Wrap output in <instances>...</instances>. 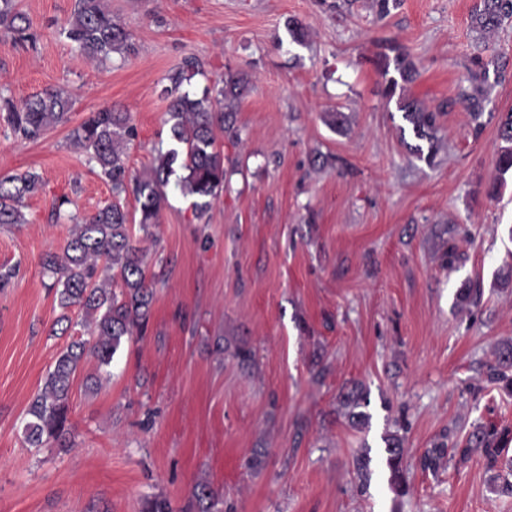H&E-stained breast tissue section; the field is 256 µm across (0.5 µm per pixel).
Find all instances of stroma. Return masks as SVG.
I'll list each match as a JSON object with an SVG mask.
<instances>
[{
  "instance_id": "1",
  "label": "stroma",
  "mask_w": 512,
  "mask_h": 512,
  "mask_svg": "<svg viewBox=\"0 0 512 512\" xmlns=\"http://www.w3.org/2000/svg\"><path fill=\"white\" fill-rule=\"evenodd\" d=\"M107 2L135 55L82 56L62 33L75 0H17L32 41L0 30V95L70 101L67 122L34 142L0 121V177L44 182L24 223L0 225V268L18 269L0 288V512H141L154 495L186 512L200 481L214 512H512V390L490 379L512 347V177L490 191L498 121L512 110V21L475 29L480 0H398L384 16L376 0ZM391 45L419 74L389 98L375 60ZM189 55L204 67L189 93L252 77L239 140L216 134L224 193L199 219L168 186L160 223L134 229L157 281L147 329L96 392L85 389L95 361L82 365L70 447H29L27 407L85 333L74 309L53 335L61 309L42 259L112 198L70 133L102 107L128 113L126 162L146 174L170 138L161 90ZM478 59L489 69L479 132L458 100ZM403 98L437 114L434 162L408 149ZM355 384L369 401L359 426L342 399ZM482 426L497 432L496 463L476 452L425 466L435 446ZM391 434L405 448L399 490Z\"/></svg>"
}]
</instances>
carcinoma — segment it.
<instances>
[{"label":"carcinoma","mask_w":512,"mask_h":512,"mask_svg":"<svg viewBox=\"0 0 512 512\" xmlns=\"http://www.w3.org/2000/svg\"><path fill=\"white\" fill-rule=\"evenodd\" d=\"M506 19H512V0H482L472 15V22L484 32L496 30ZM0 29L18 40L30 38L28 17L16 7V0H0ZM63 33L91 62H103L114 54L127 57L136 53L131 33L113 19L103 0H75ZM391 51L394 55L385 54L380 61L382 74L387 76L385 92L389 97L394 95L398 81L410 82L416 74L415 63L405 50L395 46ZM391 68L399 78L389 76ZM200 72V63L187 57L169 77L171 85L163 88L172 121V146L157 150L145 176L132 178L129 174L126 145L133 137V127L126 113L104 107L90 113L71 131L72 141L90 153L100 173L112 184L113 200L75 223L62 251L49 252L42 260L47 271L58 275L56 296L64 310L61 320H69L67 311L71 308L80 309L89 338L75 339L59 353L42 390L29 404L24 440L31 448H41L48 442L67 445L69 393L80 366L89 357L99 370L110 366L123 342L141 334L149 321L155 288L147 278L146 254L132 244L130 215L121 195L132 191L139 203L138 224L146 229L160 223L169 178L178 169L184 171L178 187L193 198L197 218H203L224 192V154L216 149L215 130H224L233 140L240 138L234 112L248 90L249 79L244 73L228 74L215 80L199 97L181 91L182 85ZM463 102L476 126H481V90L475 87L464 93ZM399 109L419 140L409 145L410 152L433 161L438 151L436 113L423 109L414 99L401 100ZM68 110L69 99L60 91L35 95L19 107L0 98L4 122L14 136L26 140H35L67 122ZM498 138L503 146L498 154L494 191L505 183L507 174H512V110L500 120ZM42 187V177L34 171L1 177L0 224L25 223L23 202ZM347 401L351 422L365 420L366 414L360 411L362 393L352 389ZM493 436L490 431L475 430L455 453L465 459L480 451L489 462H495L501 449L495 446ZM385 453L393 479L402 481L405 449L398 437L387 439ZM191 498L194 512H212L216 493L209 483L199 482L194 485Z\"/></svg>","instance_id":"obj_1"}]
</instances>
